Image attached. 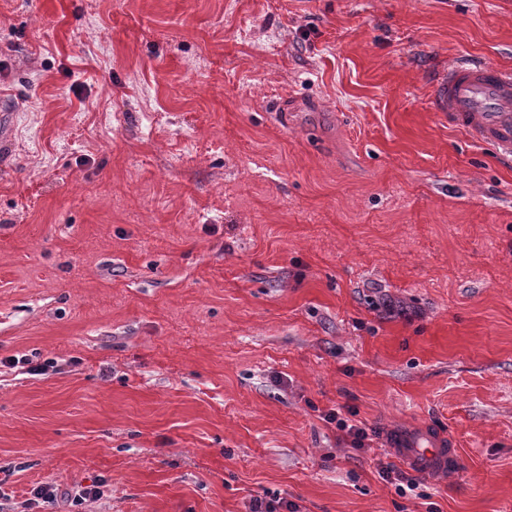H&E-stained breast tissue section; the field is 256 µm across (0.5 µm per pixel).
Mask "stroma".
Instances as JSON below:
<instances>
[{
    "label": "stroma",
    "instance_id": "stroma-1",
    "mask_svg": "<svg viewBox=\"0 0 512 512\" xmlns=\"http://www.w3.org/2000/svg\"><path fill=\"white\" fill-rule=\"evenodd\" d=\"M463 57L512 70V0H0V512H512V159L434 108ZM422 427L447 472L388 448ZM324 420L330 424L335 423V426L339 431L346 432V434L352 438L354 447H365V441L369 436L365 428L359 427L355 424H350L349 419L341 417V413L338 410H331L330 412L325 413Z\"/></svg>",
    "mask_w": 512,
    "mask_h": 512
}]
</instances>
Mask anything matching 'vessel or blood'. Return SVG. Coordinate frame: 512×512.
Returning <instances> with one entry per match:
<instances>
[{
	"label": "vessel or blood",
	"instance_id": "vessel-or-blood-1",
	"mask_svg": "<svg viewBox=\"0 0 512 512\" xmlns=\"http://www.w3.org/2000/svg\"><path fill=\"white\" fill-rule=\"evenodd\" d=\"M435 104L450 127L491 145L503 157L512 156V72L484 61L460 59L435 80ZM394 453L411 466L441 472L453 461V442L427 431L399 439Z\"/></svg>",
	"mask_w": 512,
	"mask_h": 512
}]
</instances>
